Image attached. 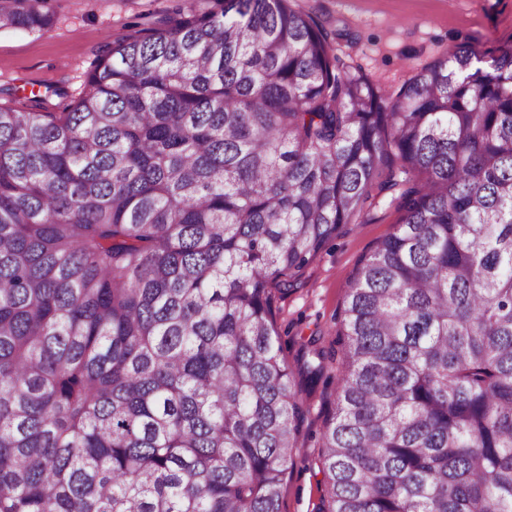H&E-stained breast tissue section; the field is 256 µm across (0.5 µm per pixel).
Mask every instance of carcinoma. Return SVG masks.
Wrapping results in <instances>:
<instances>
[{
  "mask_svg": "<svg viewBox=\"0 0 512 512\" xmlns=\"http://www.w3.org/2000/svg\"><path fill=\"white\" fill-rule=\"evenodd\" d=\"M376 186L403 215L348 286L321 512H512V49L389 94L288 0L117 39L62 112L0 105V512H280L272 286Z\"/></svg>",
  "mask_w": 512,
  "mask_h": 512,
  "instance_id": "cac0c4a2",
  "label": "carcinoma"
}]
</instances>
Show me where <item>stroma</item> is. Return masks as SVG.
<instances>
[{"label": "stroma", "instance_id": "1", "mask_svg": "<svg viewBox=\"0 0 512 512\" xmlns=\"http://www.w3.org/2000/svg\"><path fill=\"white\" fill-rule=\"evenodd\" d=\"M212 0H52L42 31L0 29V104L59 112L83 92L108 42L142 35L179 12L209 9ZM291 8L337 33L339 57L388 92H398L449 48L472 44L491 57L512 47V0H289ZM402 213L392 192L375 193L359 223L327 242L296 278H283L273 309L283 355L295 364L311 338L331 354L348 284L359 261L394 233ZM306 414L302 447L285 476L280 512H320L324 478L321 434L336 383L298 384Z\"/></svg>", "mask_w": 512, "mask_h": 512}]
</instances>
